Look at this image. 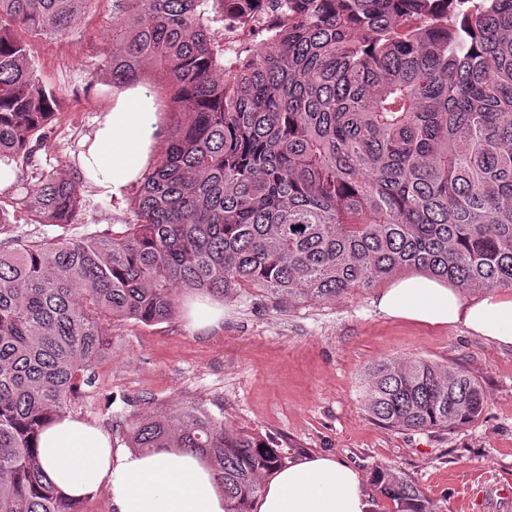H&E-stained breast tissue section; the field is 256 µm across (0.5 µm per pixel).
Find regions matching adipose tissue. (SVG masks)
Instances as JSON below:
<instances>
[{
    "mask_svg": "<svg viewBox=\"0 0 512 512\" xmlns=\"http://www.w3.org/2000/svg\"><path fill=\"white\" fill-rule=\"evenodd\" d=\"M139 110L106 112L85 159L87 178L109 193L133 182L160 136L157 115L139 96ZM385 317L433 326L463 324L512 348V292L464 297L458 288L426 276L396 278L376 301ZM39 457L65 495L109 491L115 512H226L224 493L197 454L173 448L132 453L113 447L99 428L66 416L40 435ZM253 512H371L361 473L329 455H309L277 467L254 499Z\"/></svg>",
    "mask_w": 512,
    "mask_h": 512,
    "instance_id": "adipose-tissue-1",
    "label": "adipose tissue"
}]
</instances>
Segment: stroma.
<instances>
[{
    "label": "stroma",
    "mask_w": 512,
    "mask_h": 512,
    "mask_svg": "<svg viewBox=\"0 0 512 512\" xmlns=\"http://www.w3.org/2000/svg\"><path fill=\"white\" fill-rule=\"evenodd\" d=\"M37 76L57 92L56 119L33 141V162L49 171L84 145L116 105L99 68L112 52L111 0L92 7L64 39L30 41ZM134 186L120 193L84 185L77 223H25L8 210L0 242L101 233L131 217ZM378 288H357L328 303L289 306L261 296L221 300L215 324L195 327L196 296L181 294L177 314L152 325L111 320V352L93 385L71 397L70 414L126 447L132 402L170 412L198 405L223 412L226 425L276 441L283 461L329 454L372 479L377 465L404 472L441 512H512V348L463 325L432 328L384 317ZM424 358L460 367L484 392L482 416L454 430L402 431L376 424L362 404L364 375L381 359Z\"/></svg>",
    "instance_id": "stroma-1"
}]
</instances>
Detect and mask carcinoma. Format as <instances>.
<instances>
[{
	"label": "carcinoma",
	"instance_id": "cac0c4a2",
	"mask_svg": "<svg viewBox=\"0 0 512 512\" xmlns=\"http://www.w3.org/2000/svg\"><path fill=\"white\" fill-rule=\"evenodd\" d=\"M258 1L284 18L224 61L211 24ZM91 2L0 0V162L31 224L76 223L83 190L77 161L26 170L56 95L17 31L63 38ZM100 69L114 89L165 90L173 121L129 221L0 250V512H83L37 441L108 357L107 318L166 321L178 288L329 302L404 269L512 291V0H112ZM363 407L388 428L450 430L481 417L484 394L461 368L383 359ZM124 423L131 448L203 456L227 512H249L281 461L200 406ZM373 482L392 512H438L395 467Z\"/></svg>",
	"mask_w": 512,
	"mask_h": 512
}]
</instances>
